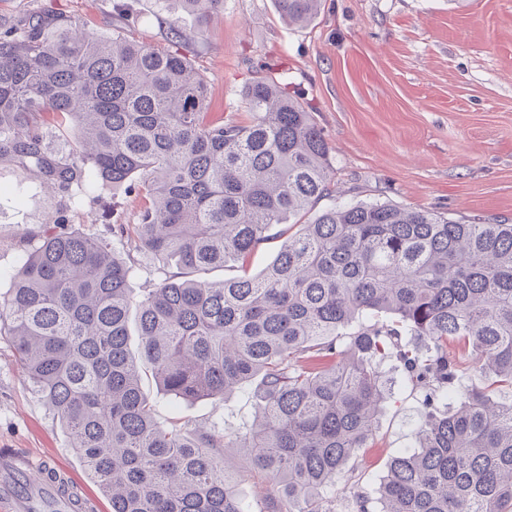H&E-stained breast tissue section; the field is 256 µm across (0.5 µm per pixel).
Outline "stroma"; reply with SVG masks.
<instances>
[{
  "label": "stroma",
  "mask_w": 512,
  "mask_h": 512,
  "mask_svg": "<svg viewBox=\"0 0 512 512\" xmlns=\"http://www.w3.org/2000/svg\"><path fill=\"white\" fill-rule=\"evenodd\" d=\"M44 8L80 20L86 32L121 26L127 37L186 55L206 78L211 123L247 124L243 85L266 77L299 98L325 137L335 176L319 208L379 200L433 209L469 224L512 223V0H322L310 25H287L274 0H224V13L203 33L193 16L157 0H0V17ZM184 34L174 42L172 29ZM94 207L74 209L75 230L107 233L131 224L144 200L102 183ZM46 199L39 186L0 171V296L19 267V235L39 227ZM391 389L370 447L350 468L354 481L336 496L349 512L357 493L376 496L391 459L417 447L422 395L395 359L382 365ZM143 389L156 417L233 431L256 419V385L226 399L185 401L153 379ZM0 448L57 461L78 495L112 512L90 480L69 436L21 371L0 336Z\"/></svg>",
  "instance_id": "35a3bbf8"
}]
</instances>
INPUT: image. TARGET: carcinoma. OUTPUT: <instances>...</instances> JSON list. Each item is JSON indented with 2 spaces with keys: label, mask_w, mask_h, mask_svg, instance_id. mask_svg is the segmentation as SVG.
<instances>
[{
  "label": "carcinoma",
  "mask_w": 512,
  "mask_h": 512,
  "mask_svg": "<svg viewBox=\"0 0 512 512\" xmlns=\"http://www.w3.org/2000/svg\"><path fill=\"white\" fill-rule=\"evenodd\" d=\"M176 2L199 33L224 11ZM275 2L297 26L321 5ZM208 95L177 51L44 11L0 18V167L52 200L19 238L0 336L112 512H253L223 448L270 483L258 512H334L328 493L376 432L388 357L424 392L419 449L393 457L379 496L356 495L353 512H512V224L381 201L317 212L333 167L302 104L259 78L241 90L249 124L211 125ZM100 183L145 199L110 240L72 227ZM286 222L298 230L260 273L199 277L247 261ZM148 255L179 272L135 302L129 280ZM465 362L495 388L464 383ZM145 370L186 401L254 380L257 420L234 436L164 426Z\"/></svg>",
  "instance_id": "obj_1"
}]
</instances>
